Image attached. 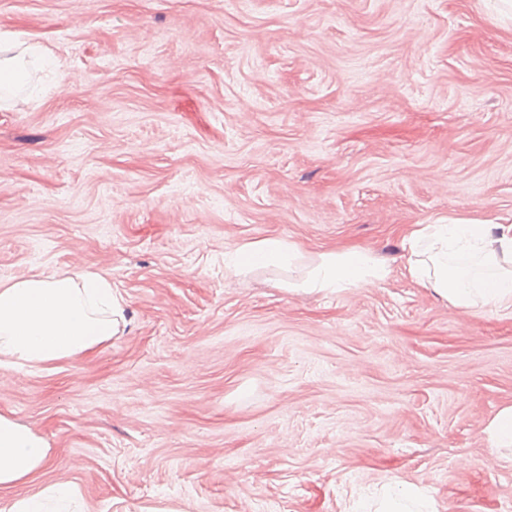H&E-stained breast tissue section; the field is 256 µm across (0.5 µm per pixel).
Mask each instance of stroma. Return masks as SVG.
Here are the masks:
<instances>
[{
    "label": "stroma",
    "mask_w": 512,
    "mask_h": 512,
    "mask_svg": "<svg viewBox=\"0 0 512 512\" xmlns=\"http://www.w3.org/2000/svg\"><path fill=\"white\" fill-rule=\"evenodd\" d=\"M0 282L80 265L126 327L0 413L51 447L19 492L82 512H355L384 485L512 512V308L401 263L413 224H512V0H0ZM373 249L374 288L241 271L265 238ZM486 432L493 449L512 447V405L504 406L496 413Z\"/></svg>",
    "instance_id": "35a3bbf8"
}]
</instances>
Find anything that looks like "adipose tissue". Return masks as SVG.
Listing matches in <instances>:
<instances>
[{"mask_svg": "<svg viewBox=\"0 0 512 512\" xmlns=\"http://www.w3.org/2000/svg\"><path fill=\"white\" fill-rule=\"evenodd\" d=\"M402 249L410 277L450 306L464 310L512 307V224L453 220L415 224ZM241 268L291 266L301 259L296 245L266 238L236 250ZM479 257L492 270L474 276L462 264ZM388 267L368 249L349 247L319 254L304 275L287 283L289 291L339 292L376 287ZM124 309L105 275L80 266L0 282V367L48 369L92 353L118 336ZM49 445L38 434L0 414V491L29 483L49 462ZM78 491L68 484L0 500V512H70ZM419 488L392 483L383 487L376 512H429Z\"/></svg>", "mask_w": 512, "mask_h": 512, "instance_id": "1", "label": "adipose tissue"}]
</instances>
